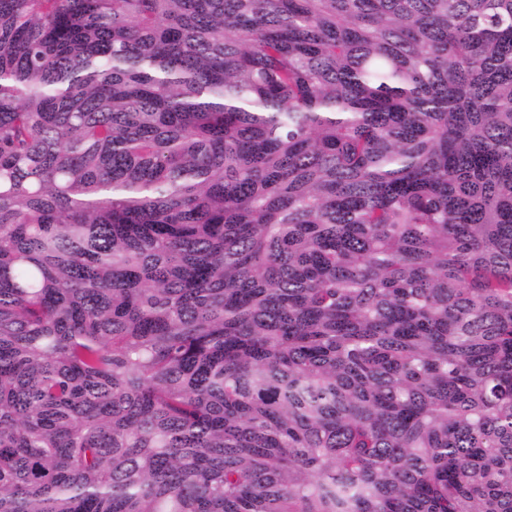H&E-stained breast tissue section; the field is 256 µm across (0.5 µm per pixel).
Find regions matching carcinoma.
<instances>
[{
    "label": "carcinoma",
    "mask_w": 512,
    "mask_h": 512,
    "mask_svg": "<svg viewBox=\"0 0 512 512\" xmlns=\"http://www.w3.org/2000/svg\"><path fill=\"white\" fill-rule=\"evenodd\" d=\"M0 512H512V0H0Z\"/></svg>",
    "instance_id": "1"
}]
</instances>
